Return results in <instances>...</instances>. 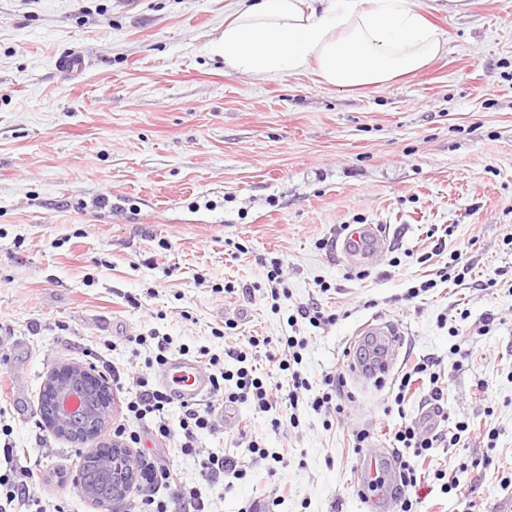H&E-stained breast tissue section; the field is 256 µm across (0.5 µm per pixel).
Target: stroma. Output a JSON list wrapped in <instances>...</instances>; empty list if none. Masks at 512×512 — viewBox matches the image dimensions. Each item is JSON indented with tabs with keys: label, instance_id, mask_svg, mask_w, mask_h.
Wrapping results in <instances>:
<instances>
[{
	"label": "stroma",
	"instance_id": "stroma-1",
	"mask_svg": "<svg viewBox=\"0 0 512 512\" xmlns=\"http://www.w3.org/2000/svg\"><path fill=\"white\" fill-rule=\"evenodd\" d=\"M416 2L442 54L417 75L341 90L309 70H226L210 43L233 0H0V423L46 506L98 512L56 481L85 448L49 430L48 448L35 443L57 367L105 358L138 375L154 332L172 352L220 356L213 331L231 318L240 337L305 339L302 372L318 390L380 317L404 328L403 355L439 359L450 419L469 425L456 447L431 451L418 512H512V0H474L465 17L448 0ZM67 53L84 57L80 73L56 69ZM347 224L389 225L373 266L335 249ZM452 252L470 277L406 299ZM276 258L288 295L275 304ZM492 273L496 286L481 289ZM314 300L337 321L288 327ZM346 389L328 428L303 408L298 427L275 430L271 414L239 404L248 434L282 462L253 461L236 429L203 431L199 446L236 456L247 475L208 486L180 457L184 480L213 512H361L354 433L391 447L380 422L421 419L429 388L388 415L394 379ZM438 470L466 497L443 494Z\"/></svg>",
	"mask_w": 512,
	"mask_h": 512
}]
</instances>
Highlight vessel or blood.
Wrapping results in <instances>:
<instances>
[{
    "label": "vessel or blood",
    "mask_w": 512,
    "mask_h": 512,
    "mask_svg": "<svg viewBox=\"0 0 512 512\" xmlns=\"http://www.w3.org/2000/svg\"><path fill=\"white\" fill-rule=\"evenodd\" d=\"M389 242L387 226L357 224L345 231L341 250L351 265L369 267L376 263ZM366 341L375 346V355L368 360L348 355L349 373L353 381L359 383H384L398 362L404 333L399 324L376 317L359 327L352 343L357 346ZM210 377L208 367L200 361L174 356L168 358L159 381L176 399L197 401L209 392ZM392 468L385 449L370 448L362 454L356 470L357 480L375 489L374 494L365 495V502L378 506L382 512H394V502L389 495Z\"/></svg>",
    "instance_id": "obj_1"
}]
</instances>
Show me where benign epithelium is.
Masks as SVG:
<instances>
[{
  "label": "benign epithelium",
  "mask_w": 512,
  "mask_h": 512,
  "mask_svg": "<svg viewBox=\"0 0 512 512\" xmlns=\"http://www.w3.org/2000/svg\"><path fill=\"white\" fill-rule=\"evenodd\" d=\"M45 384L50 390L47 417L41 423L69 442L90 448L88 455L96 469L112 478V496L102 503L100 512H114L121 495L132 488L136 466L126 450L117 443L107 453L101 428L109 414L110 382L92 363L63 366L50 373Z\"/></svg>",
  "instance_id": "obj_1"
}]
</instances>
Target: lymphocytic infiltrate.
I'll use <instances>...</instances> for the list:
<instances>
[{
	"instance_id": "1",
	"label": "lymphocytic infiltrate",
	"mask_w": 512,
	"mask_h": 512,
	"mask_svg": "<svg viewBox=\"0 0 512 512\" xmlns=\"http://www.w3.org/2000/svg\"><path fill=\"white\" fill-rule=\"evenodd\" d=\"M281 353L270 352L271 341L266 336H252L247 347L227 346L225 358L237 362L236 370H220L219 358L209 357L208 363L215 367L211 377V388L223 391L225 406L233 407L243 402H251L262 413H272V428H279L282 422L298 425V409L307 405L314 412L334 408L336 413H344L345 408L338 399L344 393L345 381L340 375H325L322 392H313L309 381L300 370L304 340L293 336L281 337ZM265 348V357L272 363L277 374L270 381L256 376L246 367L247 348ZM439 362L429 356L420 357L405 371L394 398L395 404H402L410 387L419 380H428L431 389L426 402L427 413L432 422L431 428L421 423H403L391 430L393 438L392 457L396 463L397 483L394 498L400 512H415L416 503L411 499L412 489L424 480L422 465L431 449L455 447L461 440L468 425L459 421L452 430H443L442 425L450 420L448 403L444 399V389L439 384L441 378L437 367ZM112 383L124 396V412L121 420L113 428V437L123 441L125 447L134 448L142 442L143 428H150L155 439L172 443L175 453L193 457L198 476L202 482L217 484L226 475L234 478L246 476L247 471L234 458L203 452L197 445L200 431L215 430L217 422L214 412L215 401L206 403L187 402L178 424H171L166 409L172 402L171 395L154 382L149 373H140L133 385H125L120 370H113ZM15 446L12 441L0 444V459L6 467L0 472V498L4 499L11 512H48L44 505L36 503L31 495L35 482L33 470L15 463ZM135 492L127 497L124 512H210L198 488L187 486L180 470L171 461L143 463Z\"/></svg>"
}]
</instances>
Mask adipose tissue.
Masks as SVG:
<instances>
[{
	"instance_id": "1",
	"label": "adipose tissue",
	"mask_w": 512,
	"mask_h": 512,
	"mask_svg": "<svg viewBox=\"0 0 512 512\" xmlns=\"http://www.w3.org/2000/svg\"><path fill=\"white\" fill-rule=\"evenodd\" d=\"M444 46L414 0H236L210 49L234 72L310 68L323 84L356 90L415 74Z\"/></svg>"
}]
</instances>
